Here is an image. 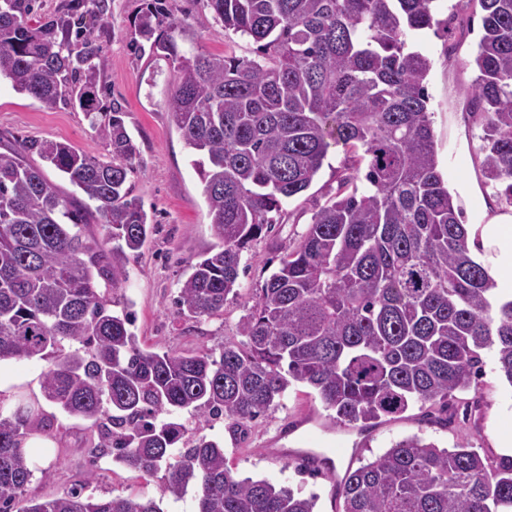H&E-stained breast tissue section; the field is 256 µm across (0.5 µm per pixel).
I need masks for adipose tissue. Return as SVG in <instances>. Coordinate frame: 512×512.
<instances>
[{
    "instance_id": "ef3b65f1",
    "label": "adipose tissue",
    "mask_w": 512,
    "mask_h": 512,
    "mask_svg": "<svg viewBox=\"0 0 512 512\" xmlns=\"http://www.w3.org/2000/svg\"><path fill=\"white\" fill-rule=\"evenodd\" d=\"M468 245L502 293L512 294V212L469 225Z\"/></svg>"
}]
</instances>
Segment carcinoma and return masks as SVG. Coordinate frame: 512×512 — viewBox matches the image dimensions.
<instances>
[{
  "label": "carcinoma",
  "instance_id": "carcinoma-1",
  "mask_svg": "<svg viewBox=\"0 0 512 512\" xmlns=\"http://www.w3.org/2000/svg\"><path fill=\"white\" fill-rule=\"evenodd\" d=\"M224 32L248 37L257 58L180 50L198 35L178 0H147L136 32L173 71L166 99L193 152L219 244L188 265L178 304L224 313L242 253L307 191L330 147L349 164L306 233L254 289L240 343L170 354L140 347L131 312L99 282L128 278L152 224L126 187L138 148L117 106L99 98V47L84 34V0L34 24V0H0V80L44 107L77 106L110 147L101 161L53 141L0 153V361L37 359L40 397L0 398V512H164L161 502L96 498L73 487L26 496L27 440L53 436L42 402L90 423L91 453L133 470H165L163 493L198 489L196 512H315L317 496L265 479H238L224 446L196 436L201 420L245 424L306 385L339 426L436 409L446 426L457 395L479 383L494 352L512 386V297L474 260L461 208L440 169L428 111L431 60L409 31L448 29L434 0H204ZM482 35L473 102L483 126L481 170L512 204V0H476ZM37 154L84 195L59 194ZM94 209L112 249L85 237ZM342 512H512V458L495 464L466 442L441 448L412 435L348 469Z\"/></svg>",
  "mask_w": 512,
  "mask_h": 512
}]
</instances>
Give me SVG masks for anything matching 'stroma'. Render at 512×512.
<instances>
[{
    "label": "stroma",
    "instance_id": "stroma-1",
    "mask_svg": "<svg viewBox=\"0 0 512 512\" xmlns=\"http://www.w3.org/2000/svg\"><path fill=\"white\" fill-rule=\"evenodd\" d=\"M142 3L106 0L108 26L99 27L92 20L87 23L99 47L96 62L106 100L122 108L125 125L139 150L137 169L128 184L141 198L153 225L143 247L127 262V282L113 291L112 297L117 305L130 306L134 311L132 331L142 348L175 354L216 350L224 343L238 341L237 323L254 288L278 267L284 248L306 232L315 205L326 201L336 184V172L347 164L348 155L343 147L331 148L310 188L289 199L279 223L251 243L241 260L238 293L229 296L223 314L209 318L179 315L175 300L188 264L208 252L217 239L203 183L190 163L191 151L165 107L171 88L170 67L165 60L135 54L131 46L134 20ZM180 5L190 12L200 35L194 51L252 56L253 43L239 36L225 37L201 0H180ZM435 17L448 21L447 31L411 32L406 42L409 49L422 52L432 62L426 79L428 110L440 168L449 192L464 211L465 223L472 224L484 213L507 208L482 177L483 128L471 105L476 78L472 61L481 36V10L473 0H437ZM21 140H51L99 159L108 156L105 141L79 108H44L2 81L0 152L9 153ZM483 359L478 388L459 397L463 403L478 401V408L470 418H456L447 426L427 421L426 408L416 404L398 418L382 420L364 438L359 428L337 426L317 394L298 383L289 388L278 407L248 424L244 438L233 439L224 419L202 424L199 433L223 440L226 461L239 477L265 479L306 496L317 495V512H341L342 504L334 500L326 477L301 473L292 463L269 462L261 454L266 440L282 430L286 436L281 444L286 448L344 447L345 455L336 459L340 473L373 460L396 441L414 434L442 447L463 440L491 460H499L504 455L499 436L512 433V386L499 374L492 353H484ZM54 432L49 448L38 459L39 466L51 468V477H33L29 497L44 501L83 484L97 498L118 494L159 498L165 512H196L195 490H188L177 501L164 497L163 472L145 475L114 464L108 456L92 459L90 447L97 433L85 422L59 412Z\"/></svg>",
    "mask_w": 512,
    "mask_h": 512
}]
</instances>
